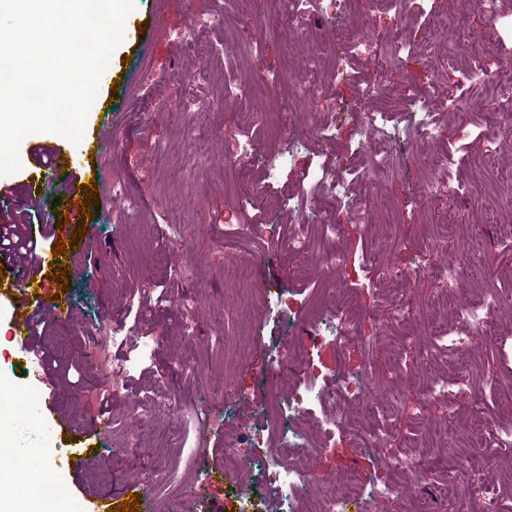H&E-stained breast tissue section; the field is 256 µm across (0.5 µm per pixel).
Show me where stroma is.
Returning <instances> with one entry per match:
<instances>
[{"instance_id": "35a3bbf8", "label": "stroma", "mask_w": 512, "mask_h": 512, "mask_svg": "<svg viewBox=\"0 0 512 512\" xmlns=\"http://www.w3.org/2000/svg\"><path fill=\"white\" fill-rule=\"evenodd\" d=\"M242 9L241 0H135L84 126L85 135L108 134L117 147L95 159L93 173H53L38 202L14 213V222L34 231L62 223L68 254L61 267H50L47 289L82 317L38 332L35 348L50 369L39 383L12 337L10 310L0 308V391L28 402L26 416L11 421L14 447L25 454L29 476L49 472L66 486L69 512L122 503L143 470L153 475L147 485L152 512H208L214 502L224 512H281L275 489L260 491L242 478L243 472H259L266 449L243 455L236 473L220 482L209 483L207 474L224 463L225 435L265 424L259 406L270 396L287 400L286 390L265 371L270 353L307 346L323 372L367 370L369 403L393 412L396 423L382 446L364 451L354 447L348 424L333 442L310 440L304 452L313 476L305 512H320L330 487L348 498V512H461L466 494L450 486L449 470L470 476L483 459L498 457L494 434L512 430V306L476 332L458 318L460 307L486 295L496 273L512 269V207L503 205L504 198L512 199V100L496 97L502 70L512 66V10L493 0H401L394 8L380 0H350V28L371 34L390 26L401 35V50L371 43L348 54L356 80L386 62L382 93L363 107L387 112L408 128L387 172L379 175L347 163L351 152L376 148L375 135L364 134L349 113L336 109L338 99L357 96L356 80L323 92L310 86L301 103L291 97L295 83L327 57L321 36L288 42L269 36L241 50L231 37ZM196 14L214 20L186 56L167 33ZM443 17L465 24L478 41L443 37ZM137 27L143 30L138 39L132 35ZM467 52L482 56L485 81L475 91L455 84L448 67L453 55ZM205 62L211 79L191 85V93L207 99L225 84L252 83L251 106L261 116L250 135L264 147L300 143L294 166L266 184L267 199L291 196L316 159L337 167L350 190L333 211L335 223L344 227L333 243L347 258L343 268L329 272L321 266L326 243L318 238L304 255L288 256L286 240L301 221L288 206L269 215H241L238 193L263 157L254 155L236 171L225 169V153L245 131L234 101L202 116L209 163L196 164L192 134L174 116L178 99L156 92ZM281 70L287 77L277 94H269L260 76ZM442 84L450 87L445 100L436 95ZM413 96L439 119L434 144H422L413 126ZM324 118L335 128L331 150L321 142ZM441 153L448 157L444 197L428 191L439 174L434 157ZM117 182L138 202L136 214L121 223L112 192ZM91 183L93 214L71 210L70 199L82 197ZM174 210L183 230L177 241L167 222ZM244 221L265 229L263 253L248 281L233 274L249 252L248 240H224L225 225ZM442 224L448 227L446 246L428 250ZM79 228L84 235L77 239L73 232ZM371 251L381 253L393 271L423 254L431 266L461 268L465 275L453 283L430 276L385 283L362 261ZM62 268L64 287L53 279ZM405 298L414 310L400 324L396 309ZM280 300L293 302V310L277 308ZM325 303L359 317L344 346L310 344L309 319ZM103 322L123 328L125 344L113 348V357L131 355L135 365L127 388L111 391L105 409L100 395L108 384L88 363ZM445 335L466 337L460 358H416V351ZM404 337L414 355L401 354ZM444 378L465 379L464 410L453 411L444 400L422 402L423 390ZM50 396L56 407L48 414L43 404ZM100 416L110 421L106 429L95 427ZM409 449L430 461L422 483L400 480L383 464ZM383 482L396 484L393 496L356 498L365 485ZM192 488L197 496L189 502L185 493Z\"/></svg>"}]
</instances>
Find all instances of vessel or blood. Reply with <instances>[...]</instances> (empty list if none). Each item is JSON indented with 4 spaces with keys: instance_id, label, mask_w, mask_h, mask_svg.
I'll return each instance as SVG.
<instances>
[{
    "instance_id": "obj_1",
    "label": "vessel or blood",
    "mask_w": 512,
    "mask_h": 512,
    "mask_svg": "<svg viewBox=\"0 0 512 512\" xmlns=\"http://www.w3.org/2000/svg\"><path fill=\"white\" fill-rule=\"evenodd\" d=\"M110 144L109 137L100 134L87 140L76 152L66 153L50 144L34 145L30 150V157L36 174L27 184L23 196H16L9 190L0 192V216L8 217L21 202L33 201L38 196L43 182L47 180L49 172L61 168L81 169L88 156L104 155ZM0 264L10 270V292L7 301L12 309L14 339L22 350H31L35 319L64 323L72 320L73 313L69 307L63 306L59 299L47 298L45 290L39 287L35 266L6 249L0 250Z\"/></svg>"
}]
</instances>
